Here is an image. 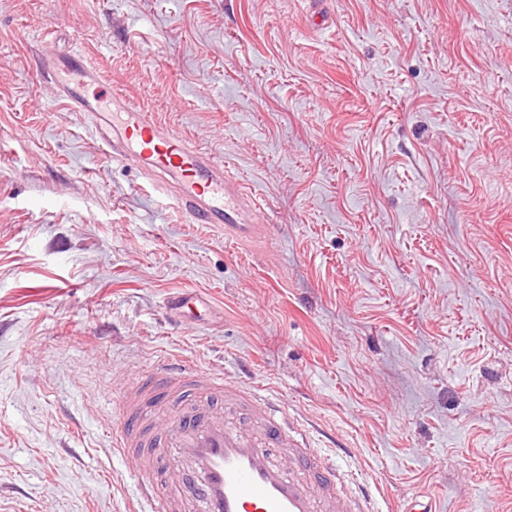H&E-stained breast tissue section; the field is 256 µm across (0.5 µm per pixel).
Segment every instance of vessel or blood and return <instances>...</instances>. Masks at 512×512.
<instances>
[{"label":"vessel or blood","instance_id":"1","mask_svg":"<svg viewBox=\"0 0 512 512\" xmlns=\"http://www.w3.org/2000/svg\"><path fill=\"white\" fill-rule=\"evenodd\" d=\"M40 73L98 137L103 154L152 176L192 223L217 225L237 243L270 235V225L254 218L257 193L222 161L131 100L88 95L102 78L84 56L43 59ZM166 306L191 324L213 311L193 291L170 294ZM118 410L114 445L136 461L132 512H376L370 486L313 448L257 385H229L167 357L126 381Z\"/></svg>","mask_w":512,"mask_h":512}]
</instances>
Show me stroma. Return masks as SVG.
Returning <instances> with one entry per match:
<instances>
[{
  "label": "stroma",
  "mask_w": 512,
  "mask_h": 512,
  "mask_svg": "<svg viewBox=\"0 0 512 512\" xmlns=\"http://www.w3.org/2000/svg\"><path fill=\"white\" fill-rule=\"evenodd\" d=\"M76 49L270 239L104 155L39 72ZM162 356L263 385L379 512H512V0H0V512H126ZM166 307L183 318V322L191 324L207 321L213 311L210 302L194 291H179L170 294L166 299Z\"/></svg>",
  "instance_id": "35a3bbf8"
}]
</instances>
